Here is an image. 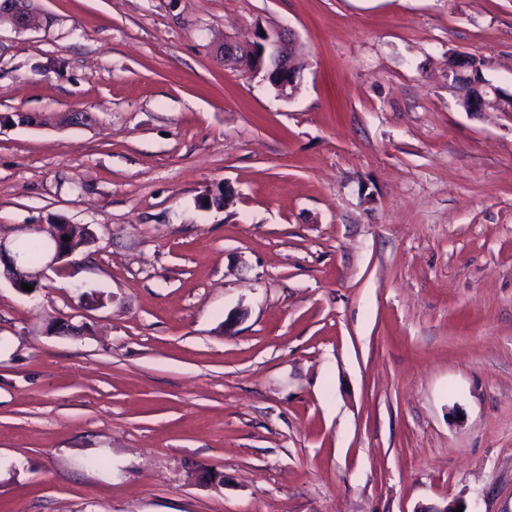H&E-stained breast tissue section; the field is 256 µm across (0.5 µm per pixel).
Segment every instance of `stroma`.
Masks as SVG:
<instances>
[{
  "instance_id": "stroma-1",
  "label": "stroma",
  "mask_w": 512,
  "mask_h": 512,
  "mask_svg": "<svg viewBox=\"0 0 512 512\" xmlns=\"http://www.w3.org/2000/svg\"><path fill=\"white\" fill-rule=\"evenodd\" d=\"M34 5L0 241L94 240L0 282V512H512V112L448 86L466 52L512 93V0ZM258 23L294 99L215 58Z\"/></svg>"
}]
</instances>
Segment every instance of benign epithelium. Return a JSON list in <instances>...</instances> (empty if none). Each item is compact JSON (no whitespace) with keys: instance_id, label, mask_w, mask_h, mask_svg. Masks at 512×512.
Masks as SVG:
<instances>
[{"instance_id":"7a95c632","label":"benign epithelium","mask_w":512,"mask_h":512,"mask_svg":"<svg viewBox=\"0 0 512 512\" xmlns=\"http://www.w3.org/2000/svg\"><path fill=\"white\" fill-rule=\"evenodd\" d=\"M0 23H8L17 29H29L41 23V15L32 4V0H0ZM293 33L279 26H259L255 30L254 39L248 43H240L229 37L224 38L220 56L224 65L241 67L253 76H260L268 82L278 95L290 99L301 88V71L299 59L294 55ZM471 55L459 54L453 57V68L459 72L464 90L460 92V102L466 111L483 113L495 109L496 101L502 98V92L485 79L471 72ZM49 241L53 243L46 267L51 268L62 263L74 254V248L61 247L58 243L57 231L49 226ZM0 264L7 266L11 272L3 275L17 291H22L19 283L27 277L28 272L22 269L20 258L11 254L6 245L0 242Z\"/></svg>"}]
</instances>
